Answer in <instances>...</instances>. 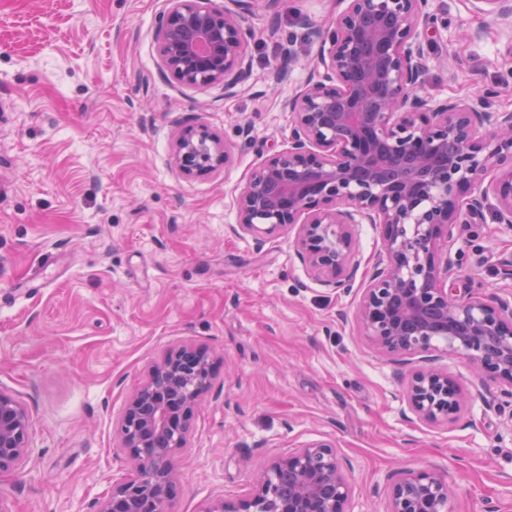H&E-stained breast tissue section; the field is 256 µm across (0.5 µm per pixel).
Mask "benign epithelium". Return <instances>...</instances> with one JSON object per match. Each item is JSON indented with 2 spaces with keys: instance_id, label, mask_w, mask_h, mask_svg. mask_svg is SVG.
Listing matches in <instances>:
<instances>
[{
  "instance_id": "benign-epithelium-1",
  "label": "benign epithelium",
  "mask_w": 512,
  "mask_h": 512,
  "mask_svg": "<svg viewBox=\"0 0 512 512\" xmlns=\"http://www.w3.org/2000/svg\"><path fill=\"white\" fill-rule=\"evenodd\" d=\"M257 0H167L156 22L161 74L183 89L250 77L247 25ZM429 0H347L320 40L319 66L288 101V148L255 167L235 194L238 226L258 241L296 230V252L315 280L342 287L357 269L354 227L379 228L382 250L359 299L361 335L401 364L441 342L503 386L512 403V298L489 299L452 272L447 253L460 224L492 207L512 224V112H492L496 91L430 102L418 94L425 44L436 33ZM512 23L508 0H469ZM172 164L184 176L231 163L225 141L200 124L176 138ZM213 359L185 341L169 349L128 401L119 432L133 476L95 512H169L191 420L212 387ZM409 411L437 423L465 396L436 368L414 371ZM26 408L0 390V472L30 456ZM386 512H450L453 489L433 469L387 475ZM353 489L335 445L307 443L253 474L249 496L214 500L204 512H350Z\"/></svg>"
}]
</instances>
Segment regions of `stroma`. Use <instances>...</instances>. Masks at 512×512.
Returning a JSON list of instances; mask_svg holds the SVG:
<instances>
[{
    "instance_id": "1",
    "label": "stroma",
    "mask_w": 512,
    "mask_h": 512,
    "mask_svg": "<svg viewBox=\"0 0 512 512\" xmlns=\"http://www.w3.org/2000/svg\"><path fill=\"white\" fill-rule=\"evenodd\" d=\"M166 0H0V390L29 412L25 467L0 473V512H94L131 461L118 439L131 396L172 346L217 365L196 407L170 512L245 498L254 469L313 441L350 463L351 512H384L397 468L455 488L451 512H512V406L499 383L437 351L469 399L455 419L415 418L412 369L377 352L356 323L378 230L356 225L346 288L313 280L291 235L257 244L234 231L233 198L288 146L286 105L312 73L318 41L297 20L332 22L344 0H275L248 21L252 72L234 95L178 88L159 70ZM446 18L421 94L497 90L512 110V25L468 0H430ZM277 38H270V29ZM284 80H277L279 70ZM206 124L230 167L186 178L175 136ZM455 272L512 296V227L484 210L449 246Z\"/></svg>"
}]
</instances>
